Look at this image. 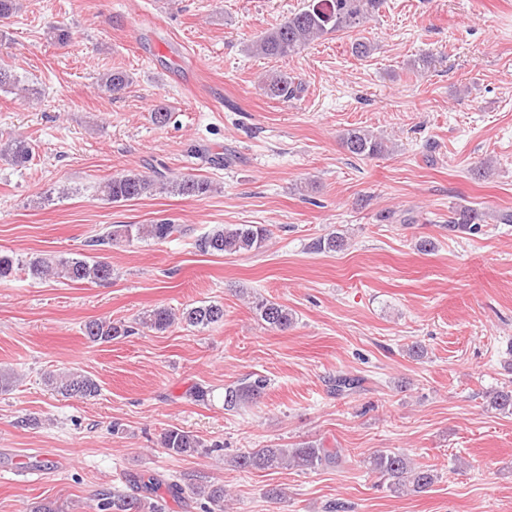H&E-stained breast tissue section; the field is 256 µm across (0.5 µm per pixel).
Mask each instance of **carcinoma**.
I'll list each match as a JSON object with an SVG mask.
<instances>
[{
	"mask_svg": "<svg viewBox=\"0 0 512 512\" xmlns=\"http://www.w3.org/2000/svg\"><path fill=\"white\" fill-rule=\"evenodd\" d=\"M385 0H307L304 6L288 15L279 25L263 32L254 42L255 51L266 57L286 59L300 53L313 41L330 33L349 32L361 27L369 17L378 12ZM131 77L124 71L113 70L102 74L99 87L102 92L115 95L123 91ZM265 92L272 98H294L302 90V83H296L286 74L269 77L264 85ZM341 147L357 158H373L388 152L387 142L369 130L349 129L340 137ZM33 148L21 134L7 133L0 142V159L17 167H24L32 157ZM170 191L181 197H201L212 191V183L185 175L161 182L133 172H123L101 182L98 193L102 199L120 204L136 200L151 192L154 186ZM484 214L459 205L451 210L448 217V232L477 234L481 231ZM182 233L180 225L167 219L153 224H113L110 229L95 240L98 246H117L133 239L148 237L164 242ZM270 237V231L261 224H224L212 229L196 242L204 254L233 255L258 250ZM344 237L330 234L313 243L318 252H337L344 248ZM25 270L33 279L47 277L64 279L71 283L101 285L112 279V265L101 256L78 253L71 257L42 253L21 260L8 253L0 252V281ZM257 317L265 326L274 331H284L293 323V314L288 307L268 299L253 301ZM224 319L223 306L203 303L186 307L175 314L172 310L158 307L145 312L136 325L113 323L106 320H91L84 324L82 333L93 343H105L135 332L136 327L156 332L166 331L175 321L191 327H208ZM46 381L65 397L86 399L95 397L100 391L98 382L78 372L64 375L48 374ZM364 379L350 374H339L333 381L338 395H349L359 390ZM268 379L252 374L237 383L224 388V410L233 411L244 404L257 403L265 395ZM495 410L512 415V388L504 386L495 390L490 397ZM161 445L175 455L198 454L205 443L195 435L178 427L166 430L161 436ZM342 462L341 451L337 448H321L312 442H304L294 448H254L236 456L231 464L242 471L276 472L298 469L315 471L336 467ZM370 473H376L387 487L395 493L411 491L424 493L438 480L435 470L420 466L413 468L411 461L399 452H377L364 460ZM130 491L125 493L105 492L90 505L92 512H162L161 501L171 498L175 502L184 499L186 489L177 481H165L157 476H132L128 479ZM197 494L209 503L205 512H224V484L209 483Z\"/></svg>",
	"mask_w": 512,
	"mask_h": 512,
	"instance_id": "1",
	"label": "carcinoma"
}]
</instances>
